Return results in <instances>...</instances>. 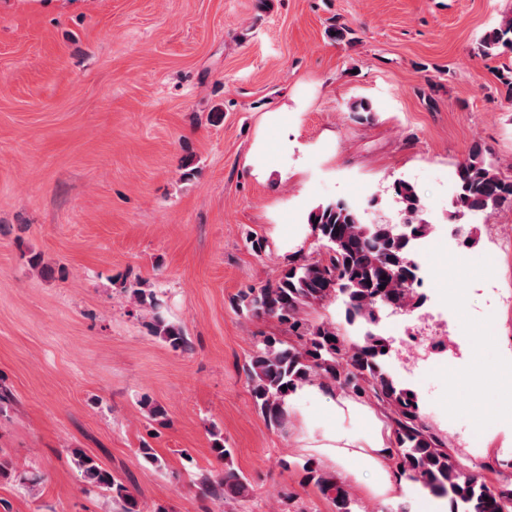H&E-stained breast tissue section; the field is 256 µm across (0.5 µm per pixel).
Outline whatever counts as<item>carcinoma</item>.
I'll return each instance as SVG.
<instances>
[{"instance_id": "cac0c4a2", "label": "carcinoma", "mask_w": 512, "mask_h": 512, "mask_svg": "<svg viewBox=\"0 0 512 512\" xmlns=\"http://www.w3.org/2000/svg\"><path fill=\"white\" fill-rule=\"evenodd\" d=\"M507 50L512 52L511 14L480 39L486 57ZM393 191L404 223L410 225L408 236H397L391 224L362 223L357 210L347 205L321 204L308 217L322 250L319 257H295L276 283L237 295L239 311L272 317L299 340L296 346H286L274 336L263 340L248 369L254 404L271 425L281 427L288 421L285 399L305 385L366 397L391 414L398 473L448 498L450 512H512V486L489 484L457 461L446 442L423 422L417 396H408L409 389L384 373L390 348L386 337L368 329L353 339L332 322L314 325L307 318L314 305L339 299L348 325L369 326L384 305L404 313L424 301L417 293L418 267L412 255L430 225L421 219L424 204L410 184L398 181ZM506 204H512V177L503 175L480 145H473L456 169L455 213L464 216ZM330 281L337 286L327 287ZM156 333L174 349L186 344L181 331L160 317ZM72 455L87 485L111 494L121 512H138L128 488L95 457L81 449ZM302 470L335 512H353L349 494L334 474L310 460ZM220 485L237 495L246 489L242 476L232 469L224 472Z\"/></svg>"}]
</instances>
